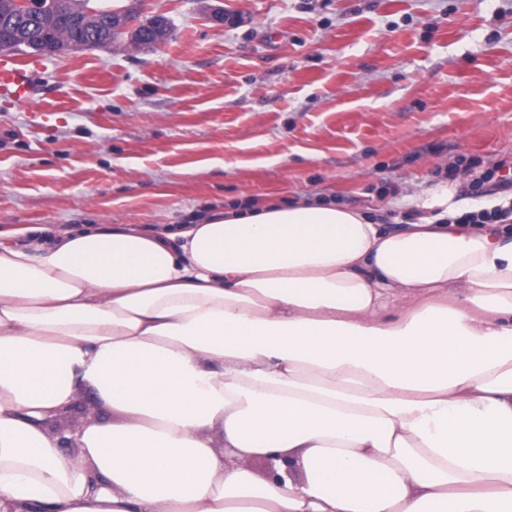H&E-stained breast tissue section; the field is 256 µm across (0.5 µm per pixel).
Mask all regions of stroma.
I'll use <instances>...</instances> for the list:
<instances>
[{"label":"stroma","instance_id":"stroma-1","mask_svg":"<svg viewBox=\"0 0 512 512\" xmlns=\"http://www.w3.org/2000/svg\"><path fill=\"white\" fill-rule=\"evenodd\" d=\"M222 2L230 20L211 19ZM171 33L38 58L0 100V228L185 224L264 196L382 224L512 204V0H143ZM511 165V162L509 164L506 161H501L492 167H488L482 171H476V169L480 166V163H471L468 167H466L464 174L472 177L469 187L475 191H478L489 185L503 189L510 187L512 189ZM503 170H506V173L500 174L503 172Z\"/></svg>","mask_w":512,"mask_h":512}]
</instances>
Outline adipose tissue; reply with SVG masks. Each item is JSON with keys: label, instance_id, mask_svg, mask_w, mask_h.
Here are the masks:
<instances>
[{"label": "adipose tissue", "instance_id": "obj_1", "mask_svg": "<svg viewBox=\"0 0 512 512\" xmlns=\"http://www.w3.org/2000/svg\"><path fill=\"white\" fill-rule=\"evenodd\" d=\"M84 391L112 419L68 453ZM275 453L298 475L257 476ZM0 512H512V227L0 231Z\"/></svg>", "mask_w": 512, "mask_h": 512}]
</instances>
